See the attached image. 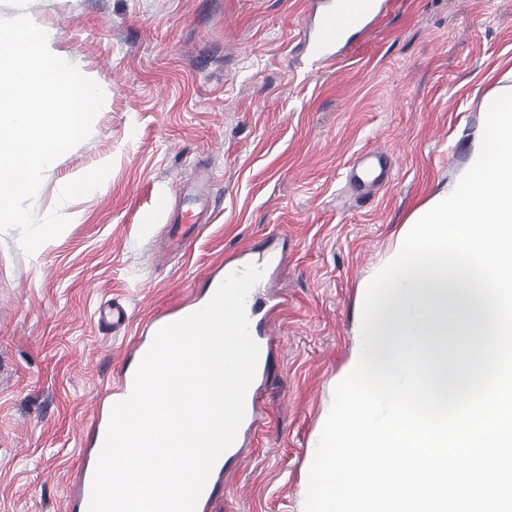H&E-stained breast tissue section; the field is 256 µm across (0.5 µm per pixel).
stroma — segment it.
<instances>
[{"label":"stroma","instance_id":"35a3bbf8","mask_svg":"<svg viewBox=\"0 0 512 512\" xmlns=\"http://www.w3.org/2000/svg\"><path fill=\"white\" fill-rule=\"evenodd\" d=\"M334 0H0L54 32L51 49L108 99L46 171L37 216L69 223L34 253L0 233V512H62L91 422L109 418L133 322L207 296L227 260L279 262L256 290L270 340L256 423L207 512H304L309 455L356 342L358 286L408 215L463 169L481 103L512 69V0H389L334 66L304 47ZM365 151L387 180L351 178ZM101 187L59 203L102 164ZM215 187L193 245L165 253L168 212ZM131 317L125 305L118 301H112V306L108 310H99L100 324H111L112 330L127 329L130 324Z\"/></svg>","mask_w":512,"mask_h":512}]
</instances>
